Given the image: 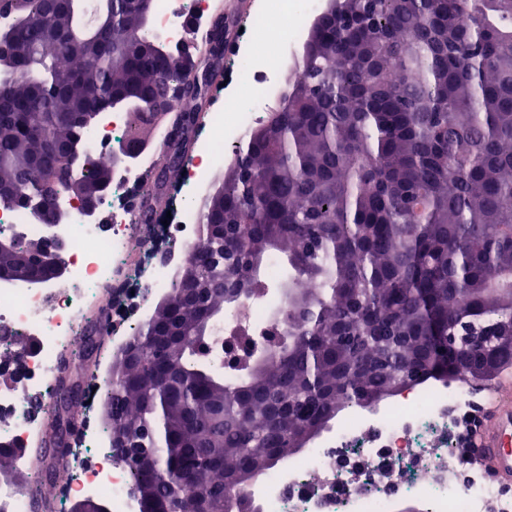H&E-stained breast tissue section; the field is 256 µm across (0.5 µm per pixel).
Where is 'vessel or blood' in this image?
<instances>
[{
    "label": "vessel or blood",
    "mask_w": 512,
    "mask_h": 512,
    "mask_svg": "<svg viewBox=\"0 0 512 512\" xmlns=\"http://www.w3.org/2000/svg\"><path fill=\"white\" fill-rule=\"evenodd\" d=\"M482 461L505 481L512 480V388L504 387L502 402L494 407L478 436Z\"/></svg>",
    "instance_id": "vessel-or-blood-1"
}]
</instances>
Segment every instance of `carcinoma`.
Here are the masks:
<instances>
[{
	"label": "carcinoma",
	"instance_id": "1",
	"mask_svg": "<svg viewBox=\"0 0 512 512\" xmlns=\"http://www.w3.org/2000/svg\"><path fill=\"white\" fill-rule=\"evenodd\" d=\"M82 0H0V190L48 222L57 195L109 167L86 150L95 114L129 115L138 149L161 112L163 142L137 223L151 224L183 168L223 71L218 13L194 90L184 55L161 52L140 0L80 46ZM472 25L465 28L460 19ZM78 153L65 167L69 149ZM202 289L177 285L112 361L110 435H136L134 492L156 512H254L258 477L325 429L410 384L475 380L512 358V0H336L318 15L282 105L240 143L202 199ZM286 262L278 333L206 348L227 306L260 301ZM316 281L314 294L303 283ZM60 436L57 412L39 448Z\"/></svg>",
	"mask_w": 512,
	"mask_h": 512
}]
</instances>
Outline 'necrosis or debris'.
Listing matches in <instances>:
<instances>
[{"label":"necrosis or debris","instance_id":"4bbe7bcc","mask_svg":"<svg viewBox=\"0 0 512 512\" xmlns=\"http://www.w3.org/2000/svg\"><path fill=\"white\" fill-rule=\"evenodd\" d=\"M318 6V0H258L250 31L288 51ZM208 10V0H154L153 22L171 42H180L190 30L201 40ZM237 59L235 82L250 93L231 100L237 111L234 127L225 126L223 112L211 113L206 136L183 167L181 200L162 229L171 263L153 261L151 228L136 223L127 201L129 189L155 165L154 153L145 149L118 171L112 193L103 201L105 223L68 211L59 229L68 261L65 286L51 282L41 288L0 289V359L17 356L23 361L16 380L0 386V439L26 444L44 430L32 400L50 398L59 356L75 344L88 309L106 317L117 314L116 282L135 277L156 294L170 284L174 265L193 261L201 233L199 194L214 168L234 162L227 144L241 142L270 96L280 91L278 69L267 56L248 44ZM126 128V113H103L88 149L111 160ZM494 395V388L458 377L445 386L427 385L405 394L373 418H344L316 447L263 475L260 512H393L400 499L422 502L427 512H512V493L454 449L456 434L473 428ZM82 442L95 460L89 464L83 455L72 458L69 494L105 495L112 512H139L131 476L104 434L86 430Z\"/></svg>","mask_w":512,"mask_h":512}]
</instances>
